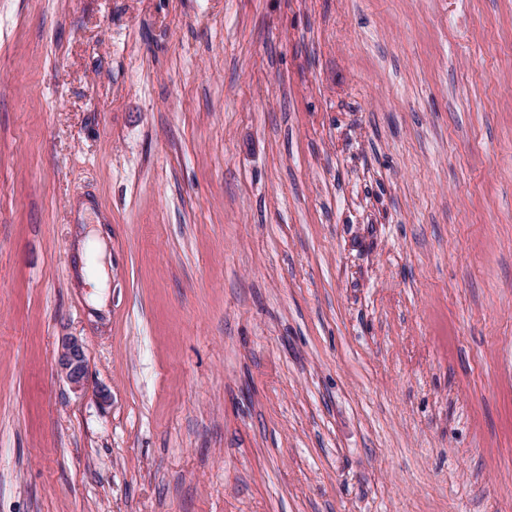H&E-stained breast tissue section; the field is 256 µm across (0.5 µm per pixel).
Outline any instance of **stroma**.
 Instances as JSON below:
<instances>
[{
  "instance_id": "35a3bbf8",
  "label": "stroma",
  "mask_w": 512,
  "mask_h": 512,
  "mask_svg": "<svg viewBox=\"0 0 512 512\" xmlns=\"http://www.w3.org/2000/svg\"><path fill=\"white\" fill-rule=\"evenodd\" d=\"M0 512H512V0H0ZM57 367L71 388L81 391L84 388L88 358L86 348L76 337H62L57 354Z\"/></svg>"
}]
</instances>
